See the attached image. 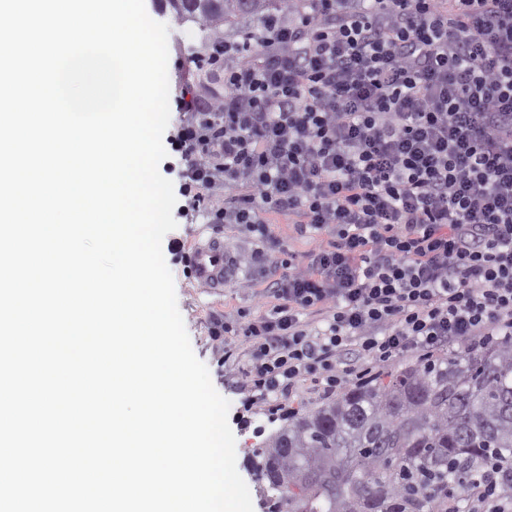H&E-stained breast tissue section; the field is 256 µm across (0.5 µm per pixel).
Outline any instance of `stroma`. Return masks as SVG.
<instances>
[{"label": "stroma", "instance_id": "obj_1", "mask_svg": "<svg viewBox=\"0 0 512 512\" xmlns=\"http://www.w3.org/2000/svg\"><path fill=\"white\" fill-rule=\"evenodd\" d=\"M146 10L155 21L168 25L169 66L172 72L170 81L171 96H179L189 88L203 100L221 92L217 78L206 71L197 70L192 58L206 53L216 38L228 40L238 38L243 25H258V18H249L247 23H234L225 26L220 34L200 28L192 22L180 21L173 11L158 12L154 4H147ZM268 220L276 242L270 249L273 262L282 259L284 252L297 256L306 255L314 246L310 236L299 235L292 218L284 214H269ZM177 227L168 233L162 244L163 254L175 283L178 308L184 319L192 349L206 364L216 391L230 403L228 422L236 438V465L242 479L247 484L254 512H263V491L249 470V459L254 448L286 423L285 417H269L264 404H256L251 411H244L242 400L243 370L247 358L241 352L225 356L224 347L214 341L210 334L213 318L235 319L238 312L244 311L256 316L268 311L274 304L268 289L275 275L271 266H256L248 263L251 251L258 247L257 237L245 229L226 224L218 226L209 223L205 212H193L185 217H177ZM206 234L222 237L225 247L243 257L241 271L230 284L221 290H209L199 286L191 275L186 274L181 256L198 230Z\"/></svg>", "mask_w": 512, "mask_h": 512}]
</instances>
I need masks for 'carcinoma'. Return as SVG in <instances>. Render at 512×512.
<instances>
[{"label":"carcinoma","instance_id":"obj_1","mask_svg":"<svg viewBox=\"0 0 512 512\" xmlns=\"http://www.w3.org/2000/svg\"><path fill=\"white\" fill-rule=\"evenodd\" d=\"M281 0H200L179 19L215 32L270 17ZM501 468L512 498V343H464L449 353L345 388L288 419L251 457L276 512H457L448 489L475 491Z\"/></svg>","mask_w":512,"mask_h":512}]
</instances>
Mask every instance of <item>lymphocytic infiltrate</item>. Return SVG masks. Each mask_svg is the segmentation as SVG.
<instances>
[{
	"instance_id": "obj_1",
	"label": "lymphocytic infiltrate",
	"mask_w": 512,
	"mask_h": 512,
	"mask_svg": "<svg viewBox=\"0 0 512 512\" xmlns=\"http://www.w3.org/2000/svg\"><path fill=\"white\" fill-rule=\"evenodd\" d=\"M208 61L223 95L177 106L188 210L258 233L254 264L268 214L317 237L268 313L211 324L247 403L512 340V0H290Z\"/></svg>"
}]
</instances>
